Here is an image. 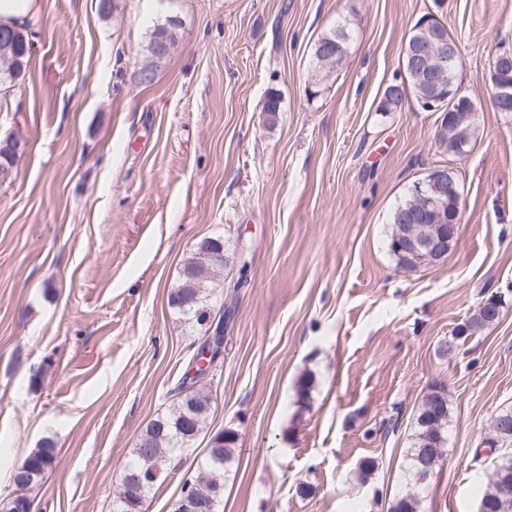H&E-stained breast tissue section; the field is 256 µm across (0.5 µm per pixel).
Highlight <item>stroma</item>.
<instances>
[{
    "label": "stroma",
    "mask_w": 512,
    "mask_h": 512,
    "mask_svg": "<svg viewBox=\"0 0 512 512\" xmlns=\"http://www.w3.org/2000/svg\"><path fill=\"white\" fill-rule=\"evenodd\" d=\"M25 74L0 92V498L44 440L57 457L34 512H113L148 423L167 414L205 329L171 303L185 260L223 237L224 359L204 382L208 425L143 512H171L212 438L235 431L223 512H388L424 396L444 388V460L422 512H477L512 407V113L486 74L512 49V0H38ZM459 43L456 82L478 137L455 158L436 116L379 111L425 13ZM178 42L139 81L168 18ZM355 34L307 92L314 45ZM281 96L275 125L263 110ZM458 169L464 210L446 259L396 268L389 217L432 168ZM498 324L448 358L437 347L490 296ZM312 373L307 406L297 379ZM372 462L367 479L360 466Z\"/></svg>",
    "instance_id": "stroma-1"
}]
</instances>
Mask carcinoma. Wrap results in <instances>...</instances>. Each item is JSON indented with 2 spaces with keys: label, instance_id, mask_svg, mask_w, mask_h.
Segmentation results:
<instances>
[{
  "label": "carcinoma",
  "instance_id": "carcinoma-1",
  "mask_svg": "<svg viewBox=\"0 0 512 512\" xmlns=\"http://www.w3.org/2000/svg\"><path fill=\"white\" fill-rule=\"evenodd\" d=\"M180 27L178 20L170 18L157 27L152 33L146 51L149 57L157 58L158 39L163 38L169 47L177 43V31ZM18 33L17 40L11 44L0 43V85L12 84L14 79L25 74L30 55L24 53V45L30 41L28 31L23 28H13ZM352 28L348 22H340L324 32L314 46L313 66L310 84L319 87L323 80L342 65L352 39ZM424 36V32L415 28L406 40L402 54L403 77L400 81L388 85L378 107L380 112H396L404 103V88H409L413 97H418L422 88L419 71L412 67L409 59L411 43ZM270 123H275L281 112V96L275 91L268 93L264 104ZM15 160V151L10 143H0V177H6ZM418 187L413 184L406 197L396 205L390 214L389 251L400 270H408L405 258L396 249L400 242L401 227L398 223L399 214L415 206L418 201ZM218 270L207 250L196 247L192 255L184 263L182 269V285L171 296V303L184 314L194 319L197 324H204L205 302L208 292L217 288L212 280V274ZM496 318V313L490 308H477L467 319L471 335L482 334L485 323ZM211 398L196 388L189 391L185 382H180L177 397L174 400L170 414L150 422L140 436L136 447V460L130 464L127 473H151L158 477L163 466L173 456L190 449L203 432L210 413ZM238 442L237 435L232 431L217 434L211 440L203 471L190 479L195 492H205L210 495L208 512H219L224 493V463L233 455ZM448 444V397L444 389L432 394L430 401L422 402L415 418V429L412 434L411 446L408 448L409 466L407 477L413 484L414 491L409 492L394 501L388 512H419V489L440 465L444 448ZM57 451L52 441L46 440L32 449L22 463L28 471V478L23 481L13 480V501L17 502L27 497V493L36 488L51 468ZM153 486L140 485L133 481L121 484L115 495V512H142L146 498ZM484 512H512V452L498 456L493 464V470L486 482L480 497Z\"/></svg>",
  "mask_w": 512,
  "mask_h": 512
}]
</instances>
